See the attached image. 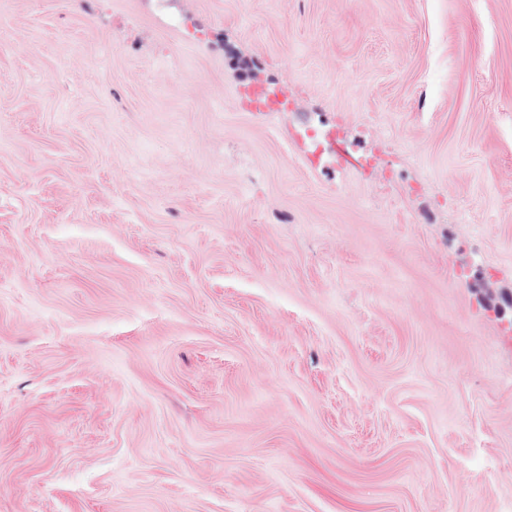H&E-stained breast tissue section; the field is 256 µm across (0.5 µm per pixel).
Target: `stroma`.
<instances>
[{
	"instance_id": "obj_1",
	"label": "stroma",
	"mask_w": 512,
	"mask_h": 512,
	"mask_svg": "<svg viewBox=\"0 0 512 512\" xmlns=\"http://www.w3.org/2000/svg\"><path fill=\"white\" fill-rule=\"evenodd\" d=\"M477 269L512 0H0V512H512ZM301 137L308 141L311 147L309 160L314 166L325 164L330 156L336 162L333 154L327 152V145L331 139L336 137V127L324 116L317 114L313 120L300 131Z\"/></svg>"
}]
</instances>
